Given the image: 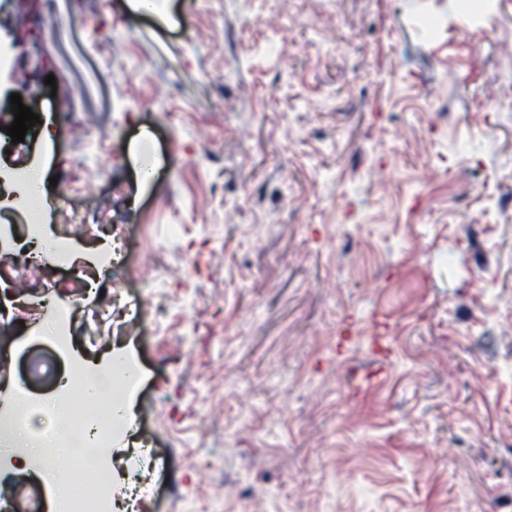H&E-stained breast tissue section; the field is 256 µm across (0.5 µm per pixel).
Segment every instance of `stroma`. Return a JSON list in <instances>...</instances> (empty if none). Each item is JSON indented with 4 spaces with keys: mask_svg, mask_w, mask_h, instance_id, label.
I'll return each mask as SVG.
<instances>
[{
    "mask_svg": "<svg viewBox=\"0 0 512 512\" xmlns=\"http://www.w3.org/2000/svg\"><path fill=\"white\" fill-rule=\"evenodd\" d=\"M435 17L443 34L419 25ZM512 0H0V171L48 205L0 213V411L55 424L75 363L128 349L115 452L168 457L150 512H512ZM54 76L55 86L45 83ZM496 97L497 109L485 111ZM125 232L98 260L68 209ZM67 237L117 301L72 304L70 353L24 294V243ZM6 512H51L0 452Z\"/></svg>",
    "mask_w": 512,
    "mask_h": 512,
    "instance_id": "35a3bbf8",
    "label": "stroma"
}]
</instances>
